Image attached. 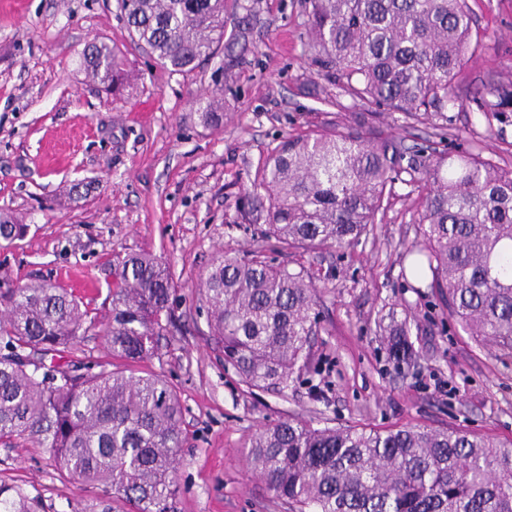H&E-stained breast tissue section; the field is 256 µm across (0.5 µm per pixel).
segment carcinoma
Masks as SVG:
<instances>
[{"label": "carcinoma", "instance_id": "cac0c4a2", "mask_svg": "<svg viewBox=\"0 0 512 512\" xmlns=\"http://www.w3.org/2000/svg\"><path fill=\"white\" fill-rule=\"evenodd\" d=\"M131 35L172 71L218 54L224 0H119ZM467 0H307L314 63L364 106L350 124L290 136L244 192L243 218L282 248H346L368 236L403 173L423 182V245L412 268L475 342L512 360V170L471 146L439 151L385 136L378 110L431 119L460 98L452 84L471 44ZM92 77L119 82L112 51L83 52ZM485 112L512 108V86L483 84ZM26 225L0 214V238ZM210 340L249 388L288 386L305 366L318 320L308 273L252 253H224L202 283ZM172 278L149 254L118 261L104 324L112 355L158 354L171 318ZM94 326L67 291L47 283L0 289V446L36 444L65 478L100 486L132 512H181L173 474L182 406L160 375L79 373L35 352L63 353ZM248 463L291 512H512V442L458 428H315L299 418L252 436ZM0 512H50L38 494L0 483Z\"/></svg>", "mask_w": 512, "mask_h": 512}]
</instances>
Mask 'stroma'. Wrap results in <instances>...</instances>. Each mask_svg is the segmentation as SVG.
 Wrapping results in <instances>:
<instances>
[{
	"label": "stroma",
	"instance_id": "stroma-1",
	"mask_svg": "<svg viewBox=\"0 0 512 512\" xmlns=\"http://www.w3.org/2000/svg\"><path fill=\"white\" fill-rule=\"evenodd\" d=\"M473 41L454 92L430 126L399 112L371 118L385 133L455 151L478 142L512 168V112H481L473 95L512 76V0H468ZM303 0H226L229 49L172 72L134 44L117 0H0V212L27 230L0 240V288L47 282L76 296L97 326L64 353L72 367L113 370L100 329L112 310L114 262L149 252L175 288L172 324L144 370L165 376L183 408L175 480L182 512H288L247 463L255 431L287 417L316 427H460L512 440V361L479 346L409 266L422 243L424 184L402 180L375 237L322 253L262 242L240 200L284 138L354 112L308 52ZM113 49L128 75L120 95L89 78L83 50ZM224 124H203L207 103ZM260 252L304 267L318 289L319 334L308 366L284 389L247 388L208 339L200 286L223 252ZM405 325L416 357L396 367L388 327ZM0 482L41 494L55 512L95 500L59 476L38 445L0 447Z\"/></svg>",
	"mask_w": 512,
	"mask_h": 512
}]
</instances>
